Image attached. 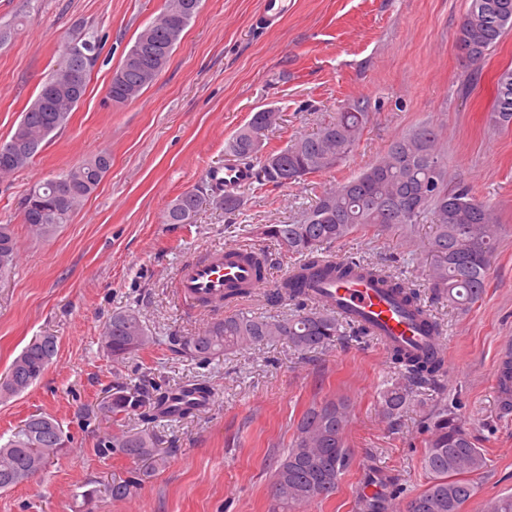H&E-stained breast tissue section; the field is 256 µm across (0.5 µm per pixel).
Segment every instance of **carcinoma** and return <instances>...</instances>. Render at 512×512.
Segmentation results:
<instances>
[{
  "mask_svg": "<svg viewBox=\"0 0 512 512\" xmlns=\"http://www.w3.org/2000/svg\"><path fill=\"white\" fill-rule=\"evenodd\" d=\"M468 2L457 46L468 62L478 63L512 29V0ZM199 7L200 0H166L162 13L138 33L113 72L107 91L112 105H124L153 85L169 62L167 57L159 58L160 49L168 40L174 44L180 40ZM99 54V41L94 36L81 34L68 41L62 60L21 120L5 140H0V149L10 145L17 148L14 163L1 168V175L27 167L47 138L67 124L86 92ZM494 118L499 124H512V69L498 76ZM277 120L275 112L254 113L228 143L227 150L239 163L258 166L256 179L260 182L284 187L338 167L353 151L371 120V112L365 101L357 100L312 135L296 137L279 149L256 146L261 130L277 124ZM438 140L439 131L434 126H419L395 140L382 158L323 194L299 221L263 227L262 235L297 259L288 275L268 293L267 300L303 301L313 308L280 319L226 315L207 322L192 336L173 338L178 352L206 364L226 351L273 343H284L295 353L329 345L341 335L344 319L304 291L307 272L317 264L323 265V275L337 281L350 277L378 281L400 298L412 316L423 318L427 329L441 332V324L428 313L419 291L390 269L365 259L340 265L326 262L327 248L358 231H411L426 220L434 229L428 242L432 294L459 305L472 304L482 296L497 245V216L493 207L470 189L448 188ZM111 165V155L100 151L30 188L22 203L23 222L29 231L42 239L51 238L97 189ZM204 201V193L197 189L182 193L168 204L163 223H193ZM18 250L13 225L0 224V280L16 268ZM101 339L115 362L145 350L153 342L139 308L133 306L112 315ZM56 353V336L48 333L32 339L0 380V399L19 396L39 381ZM390 357L400 372L381 392L379 405L383 417L392 421L411 403L415 386L437 380L444 368L438 358L421 359L400 348L391 350ZM172 393L171 389L158 390L145 379L130 382L116 388L104 410L117 418L149 405L153 419L159 420ZM349 413L346 401L329 399L302 414L292 442L272 464L270 497L281 512H297L336 493L341 476L352 464L353 454L346 440ZM428 428L430 437L422 458L427 487L407 503L406 512H461L475 495L473 477L487 466L486 454L446 405L431 413ZM70 440L53 416H28L0 443V490H11L44 473L52 460L69 448ZM97 452L103 458L141 462H152L159 456L155 436L145 431L115 434ZM138 485L139 478L134 475L114 479L109 492L116 500L125 499Z\"/></svg>",
  "mask_w": 512,
  "mask_h": 512,
  "instance_id": "obj_1",
  "label": "carcinoma"
}]
</instances>
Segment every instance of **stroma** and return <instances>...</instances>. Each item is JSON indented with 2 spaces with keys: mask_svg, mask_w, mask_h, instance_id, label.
<instances>
[{
  "mask_svg": "<svg viewBox=\"0 0 512 512\" xmlns=\"http://www.w3.org/2000/svg\"><path fill=\"white\" fill-rule=\"evenodd\" d=\"M261 0H202L158 80L114 108L112 74L164 0H0V139L6 138L55 68L65 43L89 32L101 53L86 93L65 128L26 168L0 177V224L20 246L12 276L0 282V373L29 341L50 333L58 352L22 395L0 402V440L28 415L55 416L73 443L44 477L0 491V512H270L272 461L286 449L303 412L329 398L351 404L346 433L354 462L335 495L301 512H360L357 489L369 473L392 479L385 512H405L427 485L421 468L431 410L455 408L487 452L464 512L512 493V415L501 413L492 367L512 346V125L495 124L499 74L512 69V30L480 63L460 55L456 38L468 0H288L271 28L257 27ZM358 99L378 110L338 167L274 188L252 184L239 210L206 204L192 227L163 221L186 190L210 188L225 148L254 112L274 109L284 124L272 146L317 130ZM441 133L449 186L470 187L495 206L499 247L481 298L458 309L432 298L425 261L404 265L399 234L359 232L334 244L333 259L362 257L402 272L442 323L451 360L438 384L420 388L398 420H384L378 397L399 369L375 339L353 333L298 354L274 344L225 353L208 365L171 351L214 319L175 295L180 265L218 247L247 245L265 254L269 282L292 260L260 233L264 224L298 220L337 182L357 175L413 128ZM106 151L112 167L96 191L50 240L33 238L22 217L29 188ZM140 308L156 343L113 363L100 336L112 313ZM150 376L176 386L203 380L209 406L187 419L153 422L141 414L113 421L99 403L119 385ZM158 434L163 459L150 465L100 458L96 445L124 430ZM137 473L140 487L112 500L113 478ZM97 494L83 503L78 492Z\"/></svg>",
  "mask_w": 512,
  "mask_h": 512,
  "instance_id": "obj_1",
  "label": "stroma"
}]
</instances>
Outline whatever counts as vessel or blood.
Masks as SVG:
<instances>
[{
	"label": "vessel or blood",
	"mask_w": 512,
	"mask_h": 512,
	"mask_svg": "<svg viewBox=\"0 0 512 512\" xmlns=\"http://www.w3.org/2000/svg\"><path fill=\"white\" fill-rule=\"evenodd\" d=\"M265 283V278L257 277L244 252L229 257L224 249L218 248L207 258L192 259L181 265L176 292L185 304L216 310L223 307L227 289L240 287L253 293ZM308 286L326 307L349 322L368 327L384 349L399 346L421 358L446 357L442 338L414 329L380 284L367 279L336 282L315 275L310 277Z\"/></svg>",
	"instance_id": "vessel-or-blood-1"
}]
</instances>
